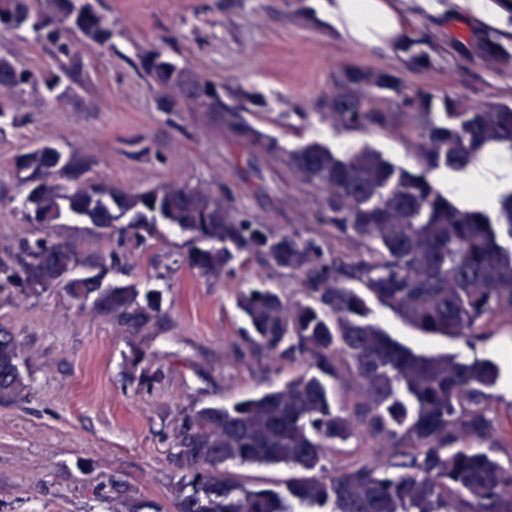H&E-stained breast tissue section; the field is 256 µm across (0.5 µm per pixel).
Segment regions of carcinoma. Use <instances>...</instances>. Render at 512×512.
<instances>
[{
	"mask_svg": "<svg viewBox=\"0 0 512 512\" xmlns=\"http://www.w3.org/2000/svg\"><path fill=\"white\" fill-rule=\"evenodd\" d=\"M28 30L65 59L56 73L26 69L0 49V90L14 95L44 86L62 100L83 87L75 42L112 48V25L90 0H0V31ZM408 60L427 59L423 42L402 46ZM146 75L162 112L190 109L214 117L237 137L281 159L298 179L324 192L318 220L367 248L346 262L325 243L257 224L224 196L188 184L133 191L99 183L78 151L44 143L14 157L26 190L23 216L32 224L121 225L139 245L158 224L187 236L184 261L207 278L228 275L235 261L257 258L297 280L303 298L286 302L261 280L241 292L236 308L247 324L236 360L278 356L298 365L285 382L221 406L182 413L176 457L177 512H512V462L491 455L502 438L491 389L499 366L417 352L373 319L366 300L342 279L361 285L424 336L473 347L492 335L493 319L512 312V190L495 215L461 208L436 179L464 171L486 146L512 153V104L472 109L446 96L401 91L391 71L344 69L323 107L344 129H386L388 107L420 120L422 167L412 172L364 147L342 153L310 142L290 150L259 136L243 116V95L229 103L224 86L186 65L154 54ZM78 249L49 238L24 240L0 258V277L23 294L59 288L122 326L141 329L160 315L153 291L102 287V274H77ZM20 354L0 330V395L20 391ZM351 389L346 401L340 392ZM385 449L341 466L334 453L351 439ZM285 465L288 480L259 487L226 464Z\"/></svg>",
	"mask_w": 512,
	"mask_h": 512,
	"instance_id": "obj_1",
	"label": "carcinoma"
}]
</instances>
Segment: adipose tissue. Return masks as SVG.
I'll list each match as a JSON object with an SVG mask.
<instances>
[{
	"instance_id": "ef3b65f1",
	"label": "adipose tissue",
	"mask_w": 512,
	"mask_h": 512,
	"mask_svg": "<svg viewBox=\"0 0 512 512\" xmlns=\"http://www.w3.org/2000/svg\"><path fill=\"white\" fill-rule=\"evenodd\" d=\"M451 2L460 13L475 22L512 37V12L502 7L501 0ZM325 9L339 32L358 46L393 47L409 35L406 14L394 0H330ZM489 167L496 171V181L489 182L484 178L483 172ZM473 185L484 187L487 204H497L500 195L512 189V154L500 151L477 161L466 186L455 190L461 202H468V189Z\"/></svg>"
}]
</instances>
